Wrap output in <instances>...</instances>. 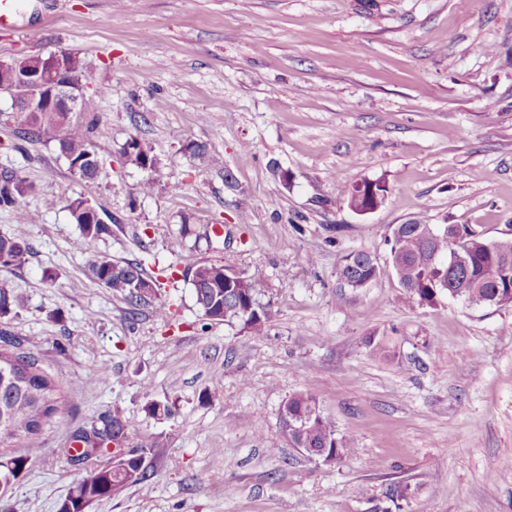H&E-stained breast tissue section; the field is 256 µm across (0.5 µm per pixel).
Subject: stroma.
Instances as JSON below:
<instances>
[{
  "label": "stroma",
  "mask_w": 512,
  "mask_h": 512,
  "mask_svg": "<svg viewBox=\"0 0 512 512\" xmlns=\"http://www.w3.org/2000/svg\"><path fill=\"white\" fill-rule=\"evenodd\" d=\"M11 3L0 63L66 50L94 68L74 118L95 121L101 170L81 181L57 141L19 139L0 100V174L32 187L34 248L0 270L24 298L0 329L68 399L0 512H57L110 461L71 463L73 432L116 406L130 445L153 435L162 448L152 479L88 512H373L393 482L407 487L400 512H512V305L405 306L389 262L394 227L416 216L512 238V0ZM133 138L155 171L124 163ZM193 142L221 167L193 158ZM365 179L390 193L359 215L346 199ZM78 195L114 221L82 252L66 209ZM353 249L378 263L363 288L337 275ZM93 256L142 262L160 283L152 302L129 314L86 276ZM202 262L265 271L266 336L202 317L190 284ZM373 333L392 358L371 355ZM92 369L104 384H86ZM301 390L355 435L344 462L279 441V409ZM165 397L176 413L149 416Z\"/></svg>",
  "instance_id": "35a3bbf8"
}]
</instances>
